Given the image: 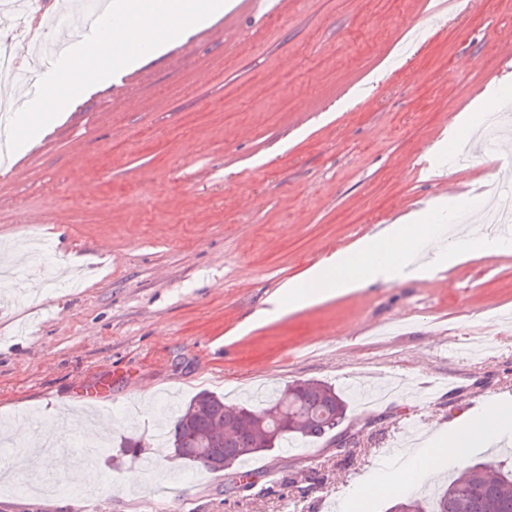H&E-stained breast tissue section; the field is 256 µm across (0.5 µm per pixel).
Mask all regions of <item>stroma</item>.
I'll list each match as a JSON object with an SVG mask.
<instances>
[{"label": "stroma", "instance_id": "35a3bbf8", "mask_svg": "<svg viewBox=\"0 0 512 512\" xmlns=\"http://www.w3.org/2000/svg\"><path fill=\"white\" fill-rule=\"evenodd\" d=\"M231 29L167 42L0 176V259L29 233L49 240L0 287V419L37 436L56 410L72 445L82 411L112 426L100 492L54 472L58 492L34 495L14 470L0 512H158L166 492L185 512H356L409 438L430 442L478 397L512 407V255L265 310L285 281L432 199L475 202L465 228L512 191L493 136L483 166L427 151L473 104L512 116V60L494 47L512 0H288ZM65 256L83 278L58 276ZM305 380L347 395L346 420L254 455L249 490L172 452L121 450L158 442L201 390L235 403Z\"/></svg>", "mask_w": 512, "mask_h": 512}]
</instances>
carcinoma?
Segmentation results:
<instances>
[{"instance_id":"cac0c4a2","label":"carcinoma","mask_w":512,"mask_h":512,"mask_svg":"<svg viewBox=\"0 0 512 512\" xmlns=\"http://www.w3.org/2000/svg\"><path fill=\"white\" fill-rule=\"evenodd\" d=\"M346 413L344 397L314 381L275 391L264 407L228 408L223 396L202 390L166 424V437L178 457L226 471L247 490L250 475L239 471L247 457L287 448L293 441L321 440ZM387 512H512V464L502 461L491 473L483 464L468 466L431 498L402 495Z\"/></svg>"}]
</instances>
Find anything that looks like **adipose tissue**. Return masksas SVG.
<instances>
[{
    "mask_svg": "<svg viewBox=\"0 0 512 512\" xmlns=\"http://www.w3.org/2000/svg\"><path fill=\"white\" fill-rule=\"evenodd\" d=\"M512 429V411L496 405L487 406L473 418L460 424L448 436H440L435 447L404 450L396 479L383 476L363 486L362 497L389 495L407 489L409 482L424 483L435 478L443 466L457 467L472 449L487 446Z\"/></svg>",
    "mask_w": 512,
    "mask_h": 512,
    "instance_id": "obj_1",
    "label": "adipose tissue"
}]
</instances>
